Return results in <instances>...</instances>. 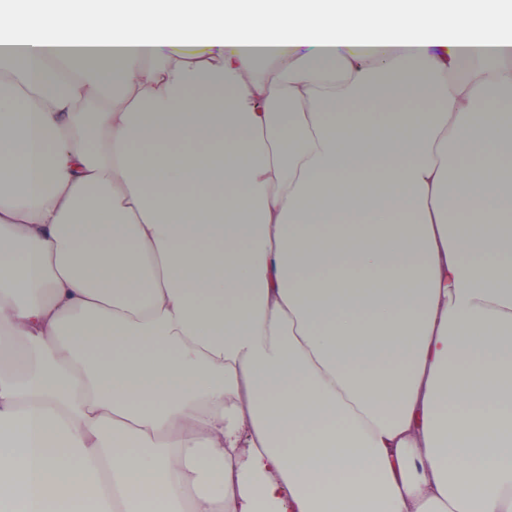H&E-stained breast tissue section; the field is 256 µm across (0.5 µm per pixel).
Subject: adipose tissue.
<instances>
[{
    "instance_id": "ef3b65f1",
    "label": "adipose tissue",
    "mask_w": 512,
    "mask_h": 512,
    "mask_svg": "<svg viewBox=\"0 0 512 512\" xmlns=\"http://www.w3.org/2000/svg\"><path fill=\"white\" fill-rule=\"evenodd\" d=\"M503 2L0 9V512H512Z\"/></svg>"
}]
</instances>
